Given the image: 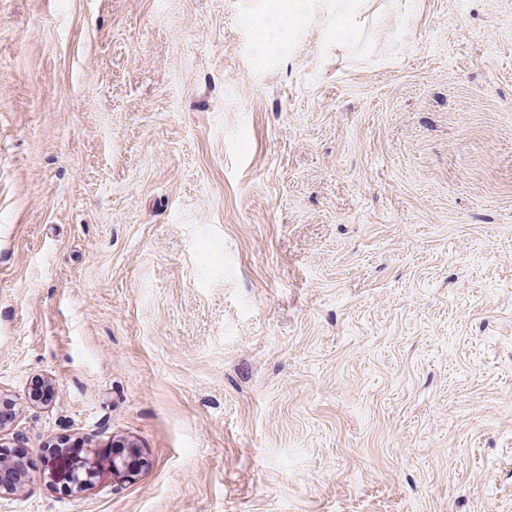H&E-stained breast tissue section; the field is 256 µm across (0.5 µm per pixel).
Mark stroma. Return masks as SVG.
<instances>
[{"label":"stroma","instance_id":"1","mask_svg":"<svg viewBox=\"0 0 512 512\" xmlns=\"http://www.w3.org/2000/svg\"><path fill=\"white\" fill-rule=\"evenodd\" d=\"M278 3L0 0V512H512V0ZM147 460L137 444L131 440H118L112 442V474H123L126 479L132 480L144 467ZM69 454H61L48 462V481L53 484H69L73 483L70 466L68 465Z\"/></svg>","mask_w":512,"mask_h":512}]
</instances>
